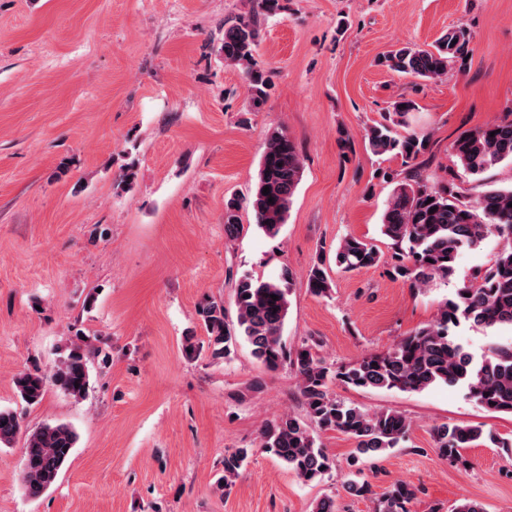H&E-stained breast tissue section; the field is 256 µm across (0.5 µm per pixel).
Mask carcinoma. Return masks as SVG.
Listing matches in <instances>:
<instances>
[{
  "label": "carcinoma",
  "instance_id": "carcinoma-1",
  "mask_svg": "<svg viewBox=\"0 0 512 512\" xmlns=\"http://www.w3.org/2000/svg\"><path fill=\"white\" fill-rule=\"evenodd\" d=\"M260 29L255 14L247 12L224 24L219 50L224 62L241 69L253 107L260 108L272 86L270 72L258 66L255 53ZM470 31L465 25L449 29L430 49L402 46L384 57L391 71L416 79H435L448 67L465 65ZM415 110V102L402 98L392 104L393 116L367 131L372 154L401 159L405 176L397 183L382 217L381 234L391 245V273L418 291L435 279H446L458 256L477 247L490 234L507 238V245L491 267L477 271L472 280L456 288L441 302L435 319L402 337L390 349L363 356L347 364L327 363L307 340L291 350L282 344L294 274L285 268L275 280L244 275L233 286L236 320L228 319L224 302L212 300L198 308L207 334V352L213 361L229 357L241 343L269 372L289 365L298 379L305 416L284 413L268 421L259 435L258 447L276 457L305 482L321 481L333 461L317 443L314 429L340 432L355 443L358 456L374 460L404 440L410 422L399 412H368L336 399L330 385L339 380L355 388L421 392L435 386L460 387L465 394L492 413L512 415V343L498 345L491 354L474 357L450 333L462 322L485 328L512 327V186L486 191L474 202L458 198L456 180L465 174L479 177L490 168L512 163V120L485 124L458 136L451 150L461 171L448 172L444 184H431L416 167L427 151V142L415 134L401 135L395 127ZM302 174L297 142L283 129L272 130L266 139L253 194L248 201L255 224L275 238L286 223ZM268 194H263L264 188ZM274 202H268V199ZM242 203L233 197L224 203V233L236 238L243 230ZM376 246L349 236L336 246L334 262L347 271L377 265ZM324 256H318L306 274L308 290L325 296L331 281ZM278 299H272V296ZM98 354L88 337L76 333L68 353L47 371L22 372L15 378L21 400L28 405L41 401L49 388L80 400L90 384V365ZM434 452L451 464L466 463L462 452L483 437L478 426L442 423L432 429ZM23 434L20 416L0 408V448H10ZM25 435V434H23ZM77 444V433L67 423H46L25 435L24 468L20 483L30 499L40 498L56 481ZM253 454L251 448L224 452L223 474L217 480L228 490ZM417 490L395 481L377 499L375 512H409Z\"/></svg>",
  "mask_w": 512,
  "mask_h": 512
}]
</instances>
